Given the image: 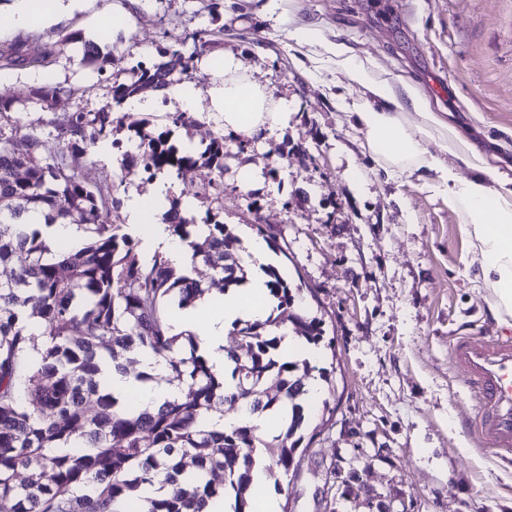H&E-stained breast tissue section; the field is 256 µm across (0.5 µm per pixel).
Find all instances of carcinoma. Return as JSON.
<instances>
[{"label":"carcinoma","instance_id":"cac0c4a2","mask_svg":"<svg viewBox=\"0 0 512 512\" xmlns=\"http://www.w3.org/2000/svg\"><path fill=\"white\" fill-rule=\"evenodd\" d=\"M72 44L89 63L105 59L79 32L60 41ZM189 68L190 58L168 50L158 62L137 63L129 81L112 86V99L147 84L165 94ZM63 94L75 90L46 83L32 99ZM51 126L64 148L52 159L42 156L38 134L25 135L20 150L0 132V266L12 267L0 280V512H208L228 498L233 512H249L256 471L279 489L300 469L314 370L307 354L325 344L322 319L292 314V335L305 350L283 355L282 313L294 308L300 288L267 266L269 313L233 323L245 353L226 352V371L213 372L199 336L176 331L174 319L211 291L193 277L197 263L210 267L222 293L247 282L241 240L226 224L196 223L169 195L164 220L188 260L177 267L158 251L147 255L126 225L109 219L120 204L115 183L91 187L79 170L105 143L122 168L139 165L150 178L197 163L214 169L209 188L219 198L224 137L182 155L148 120L131 118L139 139L131 152L114 137L123 120L110 103L65 113ZM53 224L75 225L79 239L70 248L54 244L43 231ZM143 356L162 372L138 378L177 393L142 410L134 395L119 402L99 375L106 359L125 374ZM232 400L277 427L213 424L210 416L224 419Z\"/></svg>","mask_w":512,"mask_h":512}]
</instances>
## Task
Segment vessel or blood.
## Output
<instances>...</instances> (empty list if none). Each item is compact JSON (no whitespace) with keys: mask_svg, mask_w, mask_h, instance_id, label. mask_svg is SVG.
Masks as SVG:
<instances>
[{"mask_svg":"<svg viewBox=\"0 0 512 512\" xmlns=\"http://www.w3.org/2000/svg\"><path fill=\"white\" fill-rule=\"evenodd\" d=\"M450 367L478 399L474 428L483 445L497 458H512V343L492 336L459 337Z\"/></svg>","mask_w":512,"mask_h":512,"instance_id":"vessel-or-blood-1","label":"vessel or blood"}]
</instances>
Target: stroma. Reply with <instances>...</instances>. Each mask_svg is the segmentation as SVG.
Masks as SVG:
<instances>
[{
    "label": "stroma",
    "instance_id": "obj_1",
    "mask_svg": "<svg viewBox=\"0 0 512 512\" xmlns=\"http://www.w3.org/2000/svg\"><path fill=\"white\" fill-rule=\"evenodd\" d=\"M209 4L140 0L116 29L109 17L128 0H81L65 24L18 33L15 0H0V61L74 31L106 54L101 72L72 45L48 67L1 69L0 97L14 109L0 132L37 133L42 155L58 157L52 120L107 104L127 115L112 87L138 61L181 50L193 58L188 84L204 93L214 79L204 60L233 54L289 105L271 134L228 132L204 112L189 128L171 126L166 115L180 104L158 92L143 117L178 146L223 137V199L205 195L215 173L204 166L170 177L171 194L197 220L213 217L241 238L269 225L271 264L302 286L304 307L332 341L318 364L332 371L336 411L314 419L317 434L278 502L289 512H512V463L482 449L469 428L475 401L449 367L456 337L512 336V326L491 311L467 219L430 174L387 173L349 117L367 93L327 50L340 42L373 63L409 123L435 112L512 181V0H222L217 17ZM212 29L215 43L202 46L199 31ZM47 82L75 93L32 103V89ZM81 178L117 182L116 224L130 223L129 198L153 186L104 148Z\"/></svg>",
    "mask_w": 512,
    "mask_h": 512
}]
</instances>
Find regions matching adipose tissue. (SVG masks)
<instances>
[{
	"label": "adipose tissue",
	"instance_id": "ef3b65f1",
	"mask_svg": "<svg viewBox=\"0 0 512 512\" xmlns=\"http://www.w3.org/2000/svg\"><path fill=\"white\" fill-rule=\"evenodd\" d=\"M71 12L67 0H50L46 10L33 13L30 0H20L11 21L16 31L37 26L64 23ZM338 70L352 81L366 85L375 97V104L362 105L355 121L364 131L369 149L387 166L403 167L433 173L435 186L447 192L454 207L467 218L472 231L474 248L481 257V274L492 296V306L500 318L512 317V188L506 182L491 178L483 157L473 152L470 144L433 113L424 112L416 125H409L392 105L395 93L385 82L375 80L361 62L346 56L341 47H334ZM206 68L220 72L221 79L213 83L207 98H200L191 87H182L178 98L183 110L222 120L225 129L249 138L265 136L267 131L288 116L287 102H272L262 88L250 81L240 61L231 54L205 62ZM439 137L449 154L470 155L475 170L467 179L459 178L455 167L428 152L424 139ZM265 295L262 280H251L242 291L226 293L223 306L213 308L203 318L187 313L180 321L182 328L198 332L201 347L216 372H223L225 362L224 337L228 326L244 314L259 315L258 302ZM103 378L112 394L118 398L140 396L146 403L165 399L170 388L166 384L144 383L135 376L113 374L104 368Z\"/></svg>",
	"mask_w": 512,
	"mask_h": 512
}]
</instances>
